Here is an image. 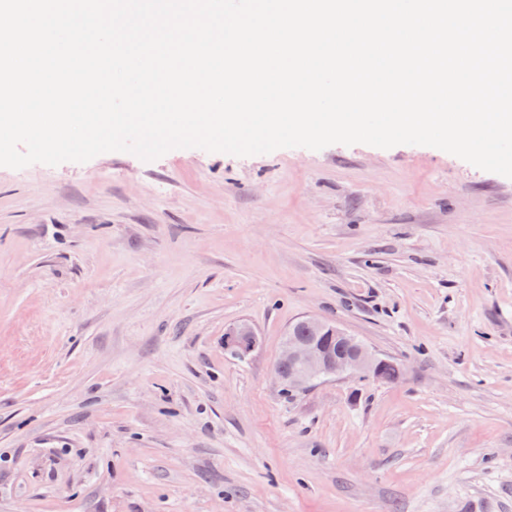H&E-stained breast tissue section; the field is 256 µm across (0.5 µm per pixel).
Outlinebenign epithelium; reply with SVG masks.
Listing matches in <instances>:
<instances>
[{
  "label": "benign epithelium",
  "instance_id": "1",
  "mask_svg": "<svg viewBox=\"0 0 512 512\" xmlns=\"http://www.w3.org/2000/svg\"><path fill=\"white\" fill-rule=\"evenodd\" d=\"M309 332L307 337H288L284 344L275 374L279 382H288L294 389L302 390L309 385L346 375H359L383 379L386 359L370 349L340 326L316 316L303 318ZM336 336L338 347L332 351L317 341L319 336ZM258 345L254 328L242 322L224 333V348L239 358L249 356ZM291 371L283 374L282 366Z\"/></svg>",
  "mask_w": 512,
  "mask_h": 512
}]
</instances>
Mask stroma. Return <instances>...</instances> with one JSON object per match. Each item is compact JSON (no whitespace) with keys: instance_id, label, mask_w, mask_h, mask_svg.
Segmentation results:
<instances>
[{"instance_id":"1","label":"stroma","mask_w":512,"mask_h":512,"mask_svg":"<svg viewBox=\"0 0 512 512\" xmlns=\"http://www.w3.org/2000/svg\"><path fill=\"white\" fill-rule=\"evenodd\" d=\"M307 315L398 379L285 390ZM0 512H512V179L420 145L0 167ZM257 345V334L249 323L236 324L224 333L225 350L241 359L249 356Z\"/></svg>"}]
</instances>
